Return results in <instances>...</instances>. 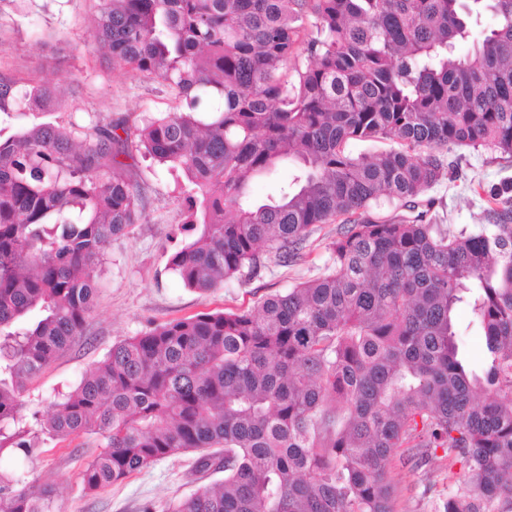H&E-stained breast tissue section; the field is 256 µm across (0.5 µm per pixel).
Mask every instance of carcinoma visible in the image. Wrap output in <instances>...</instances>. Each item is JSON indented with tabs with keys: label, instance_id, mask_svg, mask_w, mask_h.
I'll return each instance as SVG.
<instances>
[{
	"label": "carcinoma",
	"instance_id": "cac0c4a2",
	"mask_svg": "<svg viewBox=\"0 0 512 512\" xmlns=\"http://www.w3.org/2000/svg\"><path fill=\"white\" fill-rule=\"evenodd\" d=\"M91 41L171 105L124 138L97 123L0 140V458L32 456L28 384L80 335L112 239L144 217L116 160L133 147L201 195L170 259L191 289L260 278L340 227L323 276L128 338L53 405L49 434L104 440L85 493L194 451L224 477L169 512H398L390 470L440 449L468 479L437 512H512V183L476 230L422 199L448 176L444 150L512 158V0H99ZM12 85L0 75V112ZM282 166L278 195L247 203ZM55 503L24 472L0 476V512ZM469 316L465 309H459L457 312V324L458 329L461 334L460 338L466 348V350L470 353L472 360H474L477 364H479L480 358V336H478L476 329L473 327H468Z\"/></svg>",
	"mask_w": 512,
	"mask_h": 512
}]
</instances>
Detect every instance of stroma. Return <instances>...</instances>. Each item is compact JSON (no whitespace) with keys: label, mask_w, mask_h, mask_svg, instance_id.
Instances as JSON below:
<instances>
[{"label":"stroma","mask_w":512,"mask_h":512,"mask_svg":"<svg viewBox=\"0 0 512 512\" xmlns=\"http://www.w3.org/2000/svg\"><path fill=\"white\" fill-rule=\"evenodd\" d=\"M99 0H0V74L16 80L19 104L0 112V140L42 124L89 126L115 122L136 128L170 105L156 79L128 67L114 66L89 39ZM58 86L59 102L48 111L23 103L29 86ZM451 178L429 193L435 209L454 226L477 224L487 206L485 191L512 181V161L490 149L448 153ZM126 173L137 184L145 219L113 240L102 264L96 305L81 336L76 337L29 385L27 412L47 414L73 390L84 373L112 346L178 317L253 305L271 292L323 275L330 264L332 224L316 227L296 264H270L262 278L232 279L202 294L186 287L169 267L170 256L188 242L178 229L196 191L182 173L152 157L133 152L124 157ZM100 436L84 434L62 440L41 435L35 456L0 460V468L21 467L29 480L54 484L60 512H166L197 485L219 480V473L195 470L197 453L186 451L156 462L94 494L84 493L80 475L86 460L100 451ZM466 477L461 464L443 456L426 468H405L394 476L398 512H435L449 486Z\"/></svg>","instance_id":"obj_1"}]
</instances>
